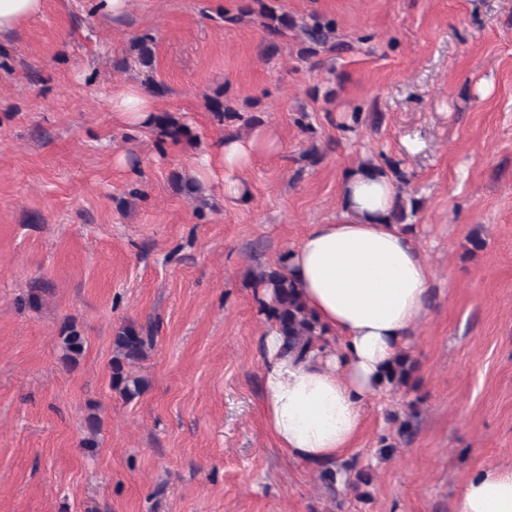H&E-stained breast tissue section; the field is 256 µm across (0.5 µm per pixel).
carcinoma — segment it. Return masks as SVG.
<instances>
[{"mask_svg":"<svg viewBox=\"0 0 512 512\" xmlns=\"http://www.w3.org/2000/svg\"><path fill=\"white\" fill-rule=\"evenodd\" d=\"M247 15L256 16L260 26L265 32V42L262 54L270 57L277 50L279 41L295 33L306 45L304 54L315 56L319 51L336 54L346 50V44L335 39L334 23L316 13L309 15V19L296 21L288 14L280 0H251V4L242 8L236 15L224 17L227 23H237ZM155 38L150 34L137 36L130 41L128 55L123 59L124 68L130 64L145 69V84L152 88L161 89V85L154 82L152 72L155 59ZM224 91H218L213 96L206 97L209 111L222 122L235 120L243 122L246 126L261 123L256 115L243 117L236 110L222 101ZM151 130L157 137V142L167 140L181 142L193 141L196 136L191 128L169 112H158L153 115ZM175 182L181 185L185 195L192 201L199 198L201 187L195 180L184 178L181 174L173 175ZM257 284L270 290L269 310L279 324L280 332L286 338L288 351H295L304 356L312 349L323 336L314 320L301 301L297 288L288 277V274L279 270H263L255 276ZM152 332L144 333L135 327L121 328L113 337L112 357V388L117 390L126 400H132L141 395L146 387L143 378L134 376L125 370V366L133 364L145 354V348L151 341ZM64 359L75 361L84 351L85 339L76 329L69 327L62 336ZM414 372L413 365L407 363L406 357H400L394 367L385 374L384 379L389 383L407 384Z\"/></svg>","mask_w":512,"mask_h":512,"instance_id":"obj_1","label":"carcinoma"}]
</instances>
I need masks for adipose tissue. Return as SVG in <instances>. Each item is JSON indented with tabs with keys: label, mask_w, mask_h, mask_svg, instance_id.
Listing matches in <instances>:
<instances>
[{
	"label": "adipose tissue",
	"mask_w": 512,
	"mask_h": 512,
	"mask_svg": "<svg viewBox=\"0 0 512 512\" xmlns=\"http://www.w3.org/2000/svg\"><path fill=\"white\" fill-rule=\"evenodd\" d=\"M110 107L125 125H148L157 99L135 84L112 91ZM281 143L266 128L227 135L194 168L199 182L222 177L224 193L242 198L241 179L253 161ZM394 180L353 168L340 184V205L328 224L309 225L284 265L324 330L305 357L287 351L275 322L258 346L264 359L262 405L267 428L290 458L327 464L359 435L368 401L385 371L410 343L423 317L432 270L403 225L389 214ZM453 512H512V466L470 476Z\"/></svg>",
	"instance_id": "1"
}]
</instances>
